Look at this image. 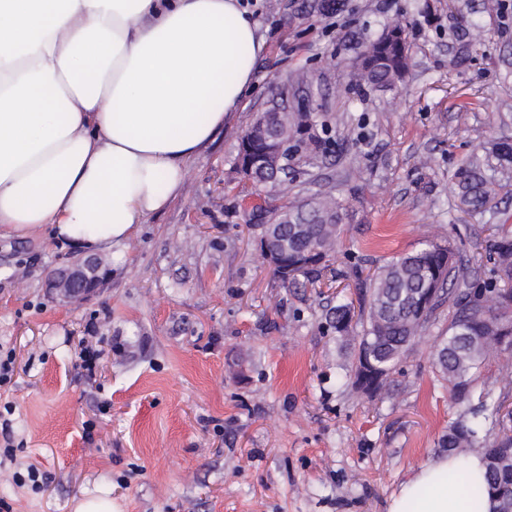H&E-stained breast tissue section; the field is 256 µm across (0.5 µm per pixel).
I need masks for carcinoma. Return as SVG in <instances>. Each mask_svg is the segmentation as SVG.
<instances>
[{
    "instance_id": "cac0c4a2",
    "label": "carcinoma",
    "mask_w": 512,
    "mask_h": 512,
    "mask_svg": "<svg viewBox=\"0 0 512 512\" xmlns=\"http://www.w3.org/2000/svg\"><path fill=\"white\" fill-rule=\"evenodd\" d=\"M409 45L405 30L388 27L370 40L359 56L356 76L369 86H387L401 79L408 68ZM304 108L282 115L281 126L298 132L309 125ZM494 176L477 164L463 173L459 195L473 211L482 210L493 191ZM288 223L278 225L285 243L283 262L288 274L275 269L283 282L303 275L321 281L327 258L340 238V204L332 191H321L305 205L284 207ZM460 249L429 240L424 247L392 258L373 274L353 271L355 287L362 292L359 314L353 302L340 300L327 319L336 338L353 344L355 354L367 351L386 371L378 391L392 383V376L409 352L422 340L432 342L433 366L448 386L456 404H468V414L448 425L439 447L468 454L478 448L486 462V480L495 512L512 510V435L502 431L492 442L481 435L483 423L500 421L507 393L494 394L479 384L491 360L512 366V235L499 229L487 249L490 275H477L470 263L458 258ZM448 313V327L429 336L432 326ZM360 326L351 335L352 320Z\"/></svg>"
}]
</instances>
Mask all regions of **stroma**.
I'll use <instances>...</instances> for the list:
<instances>
[{
    "label": "stroma",
    "instance_id": "obj_1",
    "mask_svg": "<svg viewBox=\"0 0 512 512\" xmlns=\"http://www.w3.org/2000/svg\"><path fill=\"white\" fill-rule=\"evenodd\" d=\"M266 41L254 84L189 164L180 195L102 254L98 293L59 304L48 275L76 254L41 235L0 238V501L9 512H387L392 494L461 411L417 344L396 387L342 386L352 358L325 330L334 291L284 285L252 226L333 187L343 205L327 277L371 272L435 239L474 253L512 230V162L483 212L463 165L512 140V0H253ZM402 24L410 67L357 85L364 42ZM307 96L329 153L255 189L242 134L278 88ZM100 350L94 373L84 351Z\"/></svg>",
    "mask_w": 512,
    "mask_h": 512
}]
</instances>
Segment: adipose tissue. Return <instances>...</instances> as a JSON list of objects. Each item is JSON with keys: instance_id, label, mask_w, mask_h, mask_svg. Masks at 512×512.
<instances>
[{"instance_id": "adipose-tissue-1", "label": "adipose tissue", "mask_w": 512, "mask_h": 512, "mask_svg": "<svg viewBox=\"0 0 512 512\" xmlns=\"http://www.w3.org/2000/svg\"><path fill=\"white\" fill-rule=\"evenodd\" d=\"M265 48L243 0H0V237L108 253L180 193ZM476 454L388 512H493Z\"/></svg>"}]
</instances>
